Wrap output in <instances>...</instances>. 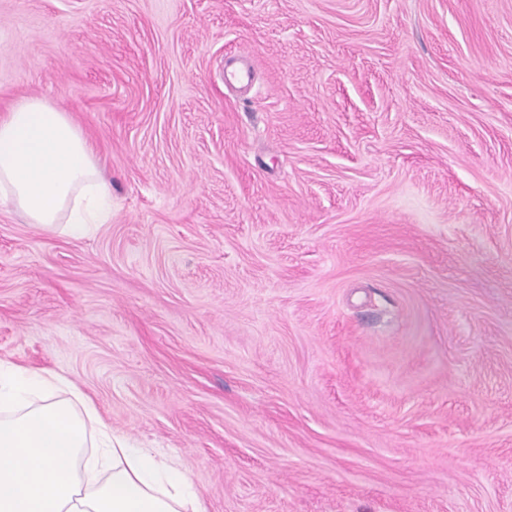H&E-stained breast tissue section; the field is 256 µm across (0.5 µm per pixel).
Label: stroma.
I'll return each mask as SVG.
<instances>
[{
	"instance_id": "stroma-1",
	"label": "stroma",
	"mask_w": 512,
	"mask_h": 512,
	"mask_svg": "<svg viewBox=\"0 0 512 512\" xmlns=\"http://www.w3.org/2000/svg\"><path fill=\"white\" fill-rule=\"evenodd\" d=\"M24 97L112 219L0 207V361L206 512H512V0H0Z\"/></svg>"
}]
</instances>
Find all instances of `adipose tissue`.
Masks as SVG:
<instances>
[{
	"label": "adipose tissue",
	"instance_id": "obj_1",
	"mask_svg": "<svg viewBox=\"0 0 512 512\" xmlns=\"http://www.w3.org/2000/svg\"><path fill=\"white\" fill-rule=\"evenodd\" d=\"M0 205L48 234L92 236L112 187L70 113H0ZM0 512H206L189 474L112 431L67 377L0 362Z\"/></svg>",
	"mask_w": 512,
	"mask_h": 512
}]
</instances>
